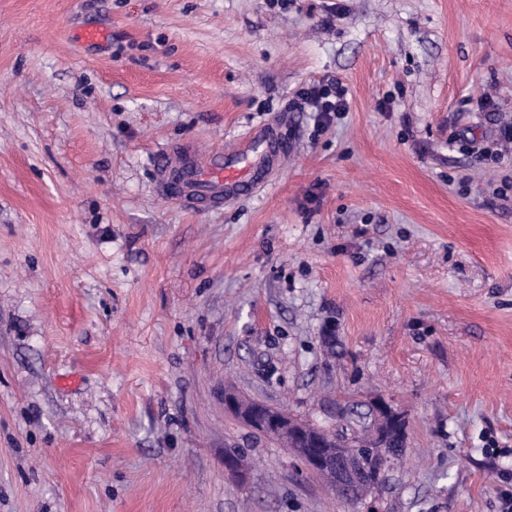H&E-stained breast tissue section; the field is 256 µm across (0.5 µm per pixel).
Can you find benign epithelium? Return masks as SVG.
<instances>
[{
    "label": "benign epithelium",
    "mask_w": 512,
    "mask_h": 512,
    "mask_svg": "<svg viewBox=\"0 0 512 512\" xmlns=\"http://www.w3.org/2000/svg\"><path fill=\"white\" fill-rule=\"evenodd\" d=\"M224 412L232 415L255 433L272 439L297 453L306 473L325 475L331 480L356 481L358 475L336 467L338 448L350 443L336 437V430L321 427L315 430L288 412L260 401H246L233 390H224ZM313 444L312 452L300 453L303 444Z\"/></svg>",
    "instance_id": "obj_1"
}]
</instances>
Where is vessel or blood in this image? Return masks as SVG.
<instances>
[{
    "instance_id": "vessel-or-blood-1",
    "label": "vessel or blood",
    "mask_w": 512,
    "mask_h": 512,
    "mask_svg": "<svg viewBox=\"0 0 512 512\" xmlns=\"http://www.w3.org/2000/svg\"><path fill=\"white\" fill-rule=\"evenodd\" d=\"M284 151L272 126L233 151L201 154L186 148L176 166L160 172L159 184L190 208H218L225 199L265 187L270 167Z\"/></svg>"
}]
</instances>
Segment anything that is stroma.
Returning <instances> with one entry per match:
<instances>
[{"label":"stroma","mask_w":512,"mask_h":512,"mask_svg":"<svg viewBox=\"0 0 512 512\" xmlns=\"http://www.w3.org/2000/svg\"><path fill=\"white\" fill-rule=\"evenodd\" d=\"M275 121L267 187L160 189ZM507 125L512 0H0V512H501ZM228 386L340 429L384 399L405 460L348 508ZM298 96L317 113V126L330 122L336 114L347 112L345 90L336 85V80H319L308 83Z\"/></svg>","instance_id":"obj_1"}]
</instances>
